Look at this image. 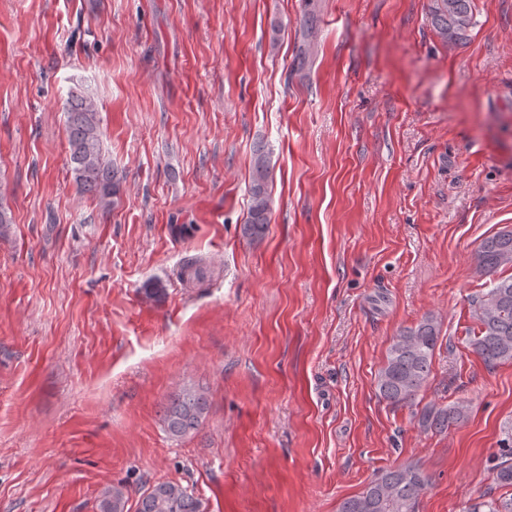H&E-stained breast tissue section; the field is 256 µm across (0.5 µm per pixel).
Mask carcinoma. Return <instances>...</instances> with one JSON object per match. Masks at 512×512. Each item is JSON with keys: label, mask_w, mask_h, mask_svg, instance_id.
Here are the masks:
<instances>
[{"label": "carcinoma", "mask_w": 512, "mask_h": 512, "mask_svg": "<svg viewBox=\"0 0 512 512\" xmlns=\"http://www.w3.org/2000/svg\"><path fill=\"white\" fill-rule=\"evenodd\" d=\"M473 0H432L428 19L435 34L446 43L466 39L473 26ZM66 132L69 161L80 190L107 210L119 193V183L106 162L101 145L98 104L92 92L76 88L69 92ZM273 166L269 152L256 146L252 158L249 206L242 235L251 242L263 240L270 222V190ZM477 272L490 275L512 267V229H503L485 238L476 252ZM472 318L478 332L468 338V347L485 366L493 368L512 362V276L491 283L472 302ZM439 323L433 316L400 331L392 339L386 361L378 372L379 396L393 406L413 402L432 371L439 342ZM209 411L203 389L186 387L168 398L160 411V421L171 438L196 435ZM466 409L460 404L431 405L419 416L421 426L444 432L462 421ZM500 461L492 467L495 484L512 488V441L499 449ZM428 483L421 465L410 462L381 471L362 492L349 497L339 512H416ZM130 487L123 483L105 487L98 500V512H130ZM135 512H203L201 499L188 487L174 481H158L138 497ZM463 512H512V497L489 498L463 508Z\"/></svg>", "instance_id": "cac0c4a2"}]
</instances>
